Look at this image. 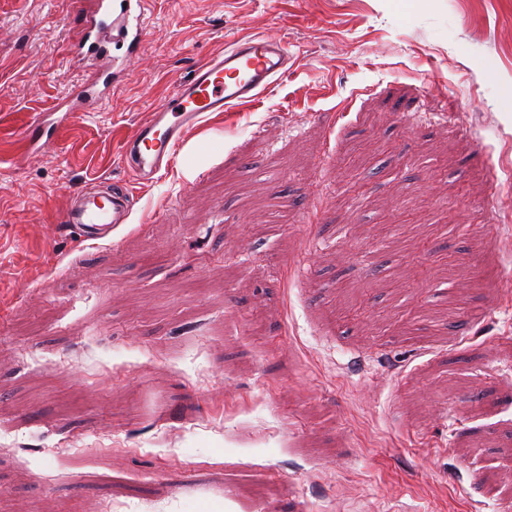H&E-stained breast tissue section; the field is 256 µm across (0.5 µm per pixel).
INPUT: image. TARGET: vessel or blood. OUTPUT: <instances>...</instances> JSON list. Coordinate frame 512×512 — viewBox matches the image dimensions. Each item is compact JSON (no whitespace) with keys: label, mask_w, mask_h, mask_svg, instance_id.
<instances>
[{"label":"vessel or blood","mask_w":512,"mask_h":512,"mask_svg":"<svg viewBox=\"0 0 512 512\" xmlns=\"http://www.w3.org/2000/svg\"><path fill=\"white\" fill-rule=\"evenodd\" d=\"M149 0H79V59L93 64L95 81L75 87L58 99L48 113L38 115L25 142L29 151L56 149L55 135L82 112L95 109L112 89L115 75L124 73L146 33ZM294 60L278 39L246 34L223 51L197 62L189 79L173 89L138 122L122 141L120 157L134 179L154 182L168 168L187 133L208 115L258 104L287 77ZM95 189H80L58 217L60 224L86 234L127 223L133 202L129 186L99 178Z\"/></svg>","instance_id":"b4317fda"}]
</instances>
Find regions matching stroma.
<instances>
[{
  "instance_id": "obj_1",
  "label": "stroma",
  "mask_w": 512,
  "mask_h": 512,
  "mask_svg": "<svg viewBox=\"0 0 512 512\" xmlns=\"http://www.w3.org/2000/svg\"><path fill=\"white\" fill-rule=\"evenodd\" d=\"M123 82L0 0V512H512V0H152ZM252 32L297 65L106 238L56 224ZM288 214L260 238L274 208Z\"/></svg>"
}]
</instances>
